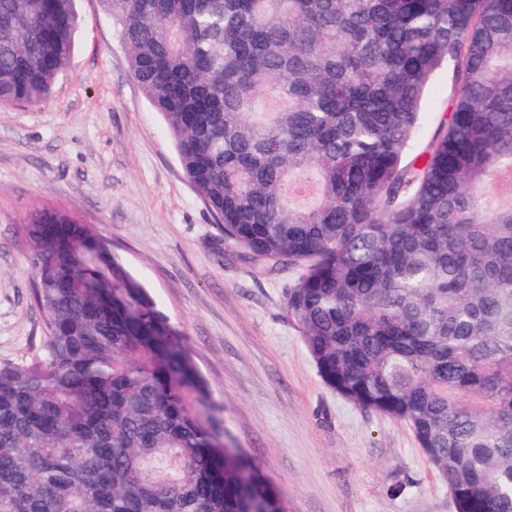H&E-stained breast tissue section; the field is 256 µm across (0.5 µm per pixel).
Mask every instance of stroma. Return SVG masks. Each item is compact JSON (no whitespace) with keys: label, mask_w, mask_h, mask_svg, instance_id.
I'll use <instances>...</instances> for the list:
<instances>
[{"label":"stroma","mask_w":512,"mask_h":512,"mask_svg":"<svg viewBox=\"0 0 512 512\" xmlns=\"http://www.w3.org/2000/svg\"><path fill=\"white\" fill-rule=\"evenodd\" d=\"M78 11L76 49L50 99L0 109V361L41 348L22 226L34 208L59 207L149 289L210 385L226 445L260 466L287 512H455L405 422L321 381L284 311L296 272L270 274L225 244L101 0H78ZM450 94L440 71L412 154L447 115Z\"/></svg>","instance_id":"stroma-1"}]
</instances>
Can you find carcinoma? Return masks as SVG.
I'll list each match as a JSON object with an SVG mask.
<instances>
[{
	"instance_id": "carcinoma-1",
	"label": "carcinoma",
	"mask_w": 512,
	"mask_h": 512,
	"mask_svg": "<svg viewBox=\"0 0 512 512\" xmlns=\"http://www.w3.org/2000/svg\"><path fill=\"white\" fill-rule=\"evenodd\" d=\"M76 2L0 0V108L51 97ZM102 3L224 243L300 270L322 382L408 424L456 512H512V0ZM23 233L44 344L0 362V512H285L108 242L52 207ZM448 72L442 70L431 81L422 106V118L418 135L412 144L409 157L419 154L433 136L441 119L448 114L450 104Z\"/></svg>"
}]
</instances>
